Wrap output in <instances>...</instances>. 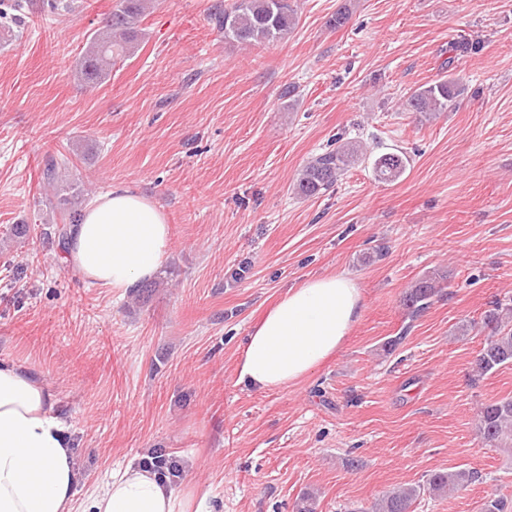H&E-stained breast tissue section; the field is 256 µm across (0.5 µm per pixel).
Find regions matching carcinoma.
<instances>
[{
  "label": "carcinoma",
  "instance_id": "carcinoma-1",
  "mask_svg": "<svg viewBox=\"0 0 512 512\" xmlns=\"http://www.w3.org/2000/svg\"><path fill=\"white\" fill-rule=\"evenodd\" d=\"M154 6V0H117L104 24L87 38L76 64L75 75L84 86L95 88L106 82L119 60L135 53L141 35L143 17ZM298 5L294 0H235L229 8L218 9L214 20L224 30V37L241 44L256 45L288 37L297 23ZM465 88L452 79L442 78L424 85L408 98L411 112L429 115L455 108ZM367 158L361 142L336 139V147L314 156L301 170L295 192L306 198L317 197L336 186L338 180L356 162ZM73 157L64 153L46 157L41 171L44 187L57 199L54 208L59 213L55 227L59 244H64L69 230L81 217L80 199L84 190L70 181ZM409 159L402 153L384 152L374 156L372 169L375 179L391 184L406 172ZM442 276L417 280L403 295V307L414 318L429 306L430 300L442 289ZM483 323L489 333L474 359L473 382L488 373L512 365V304L496 302L487 311ZM476 434L481 444L512 452V397L484 404L477 416ZM480 479V472L471 467H454L432 473L426 480L427 490L443 494L467 488ZM421 490L408 487L394 490L378 500L372 512H411V506Z\"/></svg>",
  "mask_w": 512,
  "mask_h": 512
}]
</instances>
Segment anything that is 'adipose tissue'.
Here are the masks:
<instances>
[{"instance_id":"1","label":"adipose tissue","mask_w":512,"mask_h":512,"mask_svg":"<svg viewBox=\"0 0 512 512\" xmlns=\"http://www.w3.org/2000/svg\"><path fill=\"white\" fill-rule=\"evenodd\" d=\"M171 246L163 209L116 184L71 227L65 257L85 282L125 292L153 279ZM361 310L359 289L343 275L287 289L241 348L239 383L281 389L298 382L341 348ZM55 403L41 373L0 360V512H213L136 465L113 471L79 499L70 425Z\"/></svg>"}]
</instances>
